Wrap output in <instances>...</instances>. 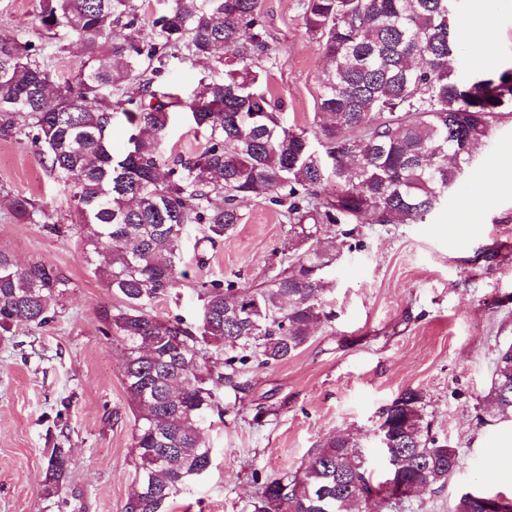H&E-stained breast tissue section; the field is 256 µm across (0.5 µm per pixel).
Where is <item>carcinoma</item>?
<instances>
[{"mask_svg": "<svg viewBox=\"0 0 512 512\" xmlns=\"http://www.w3.org/2000/svg\"><path fill=\"white\" fill-rule=\"evenodd\" d=\"M143 0H36L34 18L52 38L87 52L73 80H59L43 47L0 36V131L28 140L69 192L86 261L124 305L104 313V335L120 340L123 378L135 409L138 458L125 512H166L187 482L209 468L202 427L217 407L214 388L245 392L242 369L288 360L327 318V268L353 230L336 226L422 223L459 181L470 148L512 114V63L475 76L450 65L464 41L450 0H304L306 31L322 48L315 138L288 124L268 89L273 65L260 0H166L159 14ZM208 59L213 74L188 98L169 75L178 60ZM130 79L136 96L112 100ZM202 133V151L161 172L174 114ZM130 125L127 146L112 148L114 121ZM342 186L322 196L327 172ZM224 205H211V196ZM242 199L288 204L296 259L270 280L241 287L213 279L197 285L199 317L187 323L154 314L179 284L181 232L203 226L215 244L242 220ZM33 217L35 203L12 199ZM73 283L42 262L19 264L0 249V332L49 324ZM223 355V371L207 351ZM484 402L512 417V344L498 353ZM397 466L386 489L372 486L363 450L350 435L311 449L307 466L254 477L252 512H364L369 497L405 496L430 472L443 487L460 464L458 449L431 434L424 399L403 391L381 413ZM68 468L51 451L46 490ZM452 512H485L465 493Z\"/></svg>", "mask_w": 512, "mask_h": 512, "instance_id": "1", "label": "carcinoma"}]
</instances>
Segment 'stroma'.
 <instances>
[{
	"label": "stroma",
	"instance_id": "stroma-1",
	"mask_svg": "<svg viewBox=\"0 0 512 512\" xmlns=\"http://www.w3.org/2000/svg\"><path fill=\"white\" fill-rule=\"evenodd\" d=\"M303 0H260L275 56L269 88L289 124L314 130L326 59L307 33ZM454 21L481 48L461 51L470 73L512 61V0H455ZM42 42L43 60L74 76L79 44L45 39L34 0H0V35ZM202 134L178 121L160 160L168 169L200 153ZM512 115L494 125L448 199L423 224L355 225L354 247L331 265L323 295L327 320L288 361L249 363L246 395L216 392L219 409L203 433L212 464L191 479L170 512H252L253 474L275 477L304 467L309 451L347 433L364 450L374 484L389 472L375 431L382 410L404 390H420L438 439L461 464L444 487L366 512H450L462 494L512 498V449L497 447L482 423L500 349L512 345ZM34 201L33 219L17 217L13 195ZM234 233L211 245L186 225L183 278L156 303L159 318L193 321L197 282L254 286L291 262L284 207L244 200ZM73 203L30 142L0 133V248L22 263L39 261L74 287L53 322L0 335V512H125L137 458L134 413L121 372L122 350L101 332L104 311L120 307L83 255ZM270 408L255 421L257 406ZM65 448L69 467L56 494L45 490L49 450Z\"/></svg>",
	"mask_w": 512,
	"mask_h": 512
}]
</instances>
